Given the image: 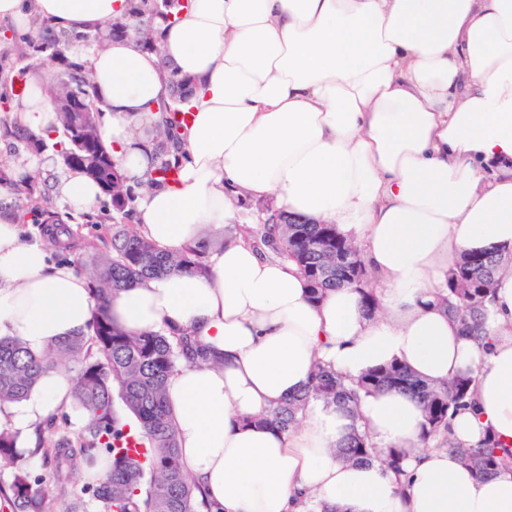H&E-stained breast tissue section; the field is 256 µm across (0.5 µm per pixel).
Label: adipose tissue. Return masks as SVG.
Here are the masks:
<instances>
[{"mask_svg": "<svg viewBox=\"0 0 512 512\" xmlns=\"http://www.w3.org/2000/svg\"><path fill=\"white\" fill-rule=\"evenodd\" d=\"M129 0H0V22L45 19L67 33L124 17ZM160 52L115 39L91 56L102 140L142 183L145 236L178 252L235 223L242 202L275 198L288 212L336 225L364 250L381 286L368 316L350 288L312 302L291 263L242 239L210 251L204 274L171 273L111 294L106 310L136 333L187 331L211 354L183 364L166 391L184 470L224 512H512V471L478 477L453 454L421 449L410 396L363 398L361 424L407 451L405 486L377 463L335 451L352 420L310 402L291 433L250 424L308 386L316 363L357 377L400 362L430 382L477 372L475 411L449 419L477 446L512 445V267L499 272L489 349L462 335L434 301L465 251L512 249V0H186L157 22ZM195 87L177 183H149L146 125L169 94L166 67ZM33 78L10 118L48 135L57 124ZM78 214L101 195L82 173L53 187ZM95 302L47 241H22L0 196V337L33 354L86 331ZM72 381L51 371L0 427L22 433L70 406Z\"/></svg>", "mask_w": 512, "mask_h": 512, "instance_id": "adipose-tissue-1", "label": "adipose tissue"}]
</instances>
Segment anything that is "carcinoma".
Wrapping results in <instances>:
<instances>
[{"label":"carcinoma","mask_w":512,"mask_h":512,"mask_svg":"<svg viewBox=\"0 0 512 512\" xmlns=\"http://www.w3.org/2000/svg\"><path fill=\"white\" fill-rule=\"evenodd\" d=\"M182 0H139L123 19L127 34L112 29L94 35L60 36L41 20L32 22L28 34H13L12 45L20 50L17 60L0 55V111L8 113L15 98L14 87L40 66L58 69L56 80L48 88L49 98L64 97L75 91L80 101L97 114L103 108L89 76L86 62L74 61L70 47L88 42L97 49L126 35L136 39L143 50L156 49L154 25L158 19L176 16ZM169 96L161 104L160 120L155 126L154 154L157 164L154 180L160 184L178 171L172 162V144L178 139L186 101L179 95L184 78L174 70L167 73ZM60 129L53 139L62 164L68 170H80L97 182L112 199V254L94 258L90 270V292L96 307L87 332L73 336L49 348L44 354H32L18 338H0V404L26 399L47 370L75 365L73 405L87 417L85 434L76 441L58 440L52 448H18L20 434L0 429V468L13 469L10 484L0 486V495L18 506L19 512H46L55 501L54 488L33 485L25 468L26 457L40 453L53 464L59 479L84 473L83 489L91 492L95 512H199L207 507L197 499L194 485L184 471L179 454L175 415L165 397L168 378L181 362L206 363L209 352L187 332L176 336L161 333L135 334L112 322L105 310V298L135 283L165 273L206 272L204 250L188 246L179 255L157 247L142 232L141 224L130 223L138 217L137 193L127 185L128 178L113 160L112 150L101 140L98 127L80 112L58 113ZM26 149H12L13 164L24 165L28 149L40 150L47 141L32 142L22 134ZM94 159L91 165L88 159ZM0 188L15 199L21 217L34 224L45 223L44 216L54 204L50 184L41 178L16 180L12 170H3ZM275 211L264 214L263 222L246 226L247 241L264 247L268 254L293 262L305 278L309 298L319 301L336 288L354 287L362 296L366 311L379 307L378 290L368 287L371 272L357 248L334 224H276ZM54 242L67 250L76 246L77 234L65 224L52 225ZM66 241L59 242L57 235ZM512 262V253L502 249L475 254L463 252L448 274V287L433 293L448 317L477 340H485L484 325L488 303L497 273ZM393 390L414 398L421 406L424 422L420 443L453 452L460 461L483 477L512 468V447L503 446L488 435L476 448H468L448 432V414L475 406L476 378L472 370L462 372L442 384L427 383L398 362L374 368L357 379H348L331 367L317 364L307 390L271 408L267 414L247 419L248 423L291 431L308 402L320 400L356 416L360 394ZM119 396L136 425H131L114 410ZM133 438L137 448L126 447ZM338 455L346 460L370 461L381 458L398 476L403 475L404 452L398 448L379 449L369 434L355 426L338 446Z\"/></svg>","instance_id":"cac0c4a2"}]
</instances>
